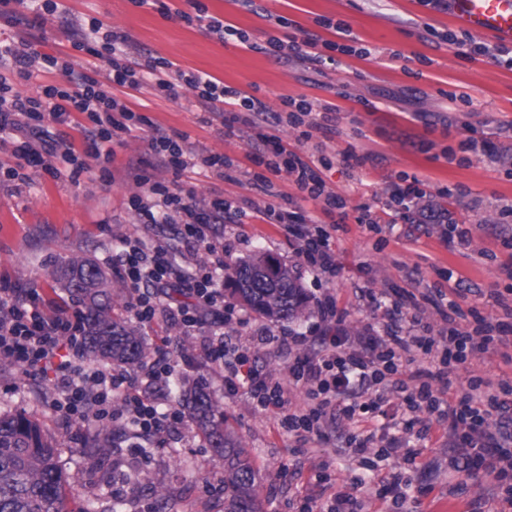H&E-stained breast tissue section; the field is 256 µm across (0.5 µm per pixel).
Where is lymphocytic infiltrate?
Returning a JSON list of instances; mask_svg holds the SVG:
<instances>
[{"instance_id": "1", "label": "lymphocytic infiltrate", "mask_w": 512, "mask_h": 512, "mask_svg": "<svg viewBox=\"0 0 512 512\" xmlns=\"http://www.w3.org/2000/svg\"><path fill=\"white\" fill-rule=\"evenodd\" d=\"M58 10L56 0H0V17L16 25L44 24ZM187 25L205 29L219 40L234 41L244 48L272 56L292 49L321 64H335L337 54L367 55L364 47L346 44L349 27L341 21L321 19V27L334 30L336 40L308 32L303 38L268 36L256 42L252 35L209 14L202 0H194L192 12L180 15ZM103 24L91 19L87 31L73 47L89 52L107 67L108 81L76 73L59 57L28 52L15 42L0 40V133L19 132L23 140L16 149L14 167L1 173L4 179L26 180L27 169L37 167L44 156L60 158L71 178L88 171L90 162L104 165L113 159V144L140 130L147 120L112 95L110 85L139 89L144 76L155 79L156 89L169 98L189 90L208 114L237 112L240 121L254 130L258 147L248 160L258 166L252 188L267 196L264 214L297 244V254L316 276L333 280L338 265L333 240L336 225L321 224L298 211L277 205L275 177L287 175L305 198L324 201L327 209L341 207V200L328 190L321 176L327 159L312 160L289 149L282 134L293 131L298 141H307L315 131L335 132L332 109L315 111L307 99L284 98L271 110L260 97L242 92L199 72L182 70L160 57H142L130 64V44L125 34L103 32ZM438 40L473 59L488 56L512 68V48L489 45L469 33L446 31ZM58 73L57 84H42L34 91L20 88L34 72ZM86 114L92 127L83 149L73 142L50 138L46 122L68 123L72 113ZM148 188L147 197H132L129 205L140 223H157L159 216H184L183 242L187 249L203 251L207 262L181 270L175 267L168 245L124 241L115 268L128 291L125 307L141 324L161 321L181 335L202 340L203 355L215 365L225 396L245 394L252 407L276 414L280 429L305 444L324 439L327 425L339 421L362 422L392 409L402 421L406 438L348 435L345 446L359 464L371 456L396 458L421 471L418 444L436 440L448 453V467L470 475L481 470L496 473L492 497L512 504V379L493 380L470 375L458 384L457 372L479 354L512 348V297L490 289L488 299L501 308L499 318L483 316L476 307L459 302L462 289H451L432 307H425L414 293L394 299L380 297L370 288L359 291L381 315L359 329L348 328L337 316L335 295L318 303L321 323L311 335L288 333L278 343L288 353V376L281 379L256 368L249 349L225 336L237 310L224 300V247L214 238L215 225L241 219L240 208L222 198L198 202L194 193L139 176ZM426 182L398 173L387 181L390 207L402 219L428 229L442 226V236L452 249H469L471 231L450 222L446 211L423 208ZM43 298L34 288H0V360L18 366L25 383L46 388L51 412L68 422L94 418L120 428L129 447H165L173 432L187 422L176 400L154 394L153 386L165 384L174 374L166 354L170 337H157L154 352L140 373L120 368H99L84 355V325L80 313L62 305L42 309ZM435 310L440 325L428 320ZM302 395L304 405L292 406L293 395ZM411 479L403 473L379 478L367 498L342 491L305 499L300 512H368L369 499L386 504V512H400Z\"/></svg>"}]
</instances>
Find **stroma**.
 <instances>
[{"instance_id": "stroma-1", "label": "stroma", "mask_w": 512, "mask_h": 512, "mask_svg": "<svg viewBox=\"0 0 512 512\" xmlns=\"http://www.w3.org/2000/svg\"><path fill=\"white\" fill-rule=\"evenodd\" d=\"M59 2V15L45 25L11 27L0 18V33L40 53L62 57L76 72L102 81L107 72L99 60L71 46L87 20L96 18L105 29L128 36L132 57L150 54L168 59L182 69L256 93L273 108L285 97L308 99L319 109L335 108L337 134L326 137L314 132L302 151L311 155L321 150L331 156L332 166L323 170L322 177L343 200V210L325 213L322 202L302 199L287 178H278L276 184L283 206L326 224L343 220L346 230L334 245L339 271L333 281L317 279L293 245L263 220L265 198L246 179H225L200 165L176 173L154 159L147 141L156 129L183 139L189 156L218 153L241 162L252 150L254 133L240 122L226 128L219 117L204 123L205 110L193 93L168 99L148 77L139 90H113L144 115L148 125L115 146L108 172L95 167L74 182L68 175L56 177L35 168L25 182L0 184V286L37 288L44 299L57 300L74 311L77 303L55 277L72 256L90 258L108 273L122 241L140 239L170 245L175 264L182 267L204 260V253L181 247L178 215L163 224L138 222L129 200L145 195L146 186L136 179L145 172L162 182H178L201 200L218 195L244 202V223L224 227L229 248L225 262L260 250L278 255L293 268L308 296L334 294L345 324L354 328H362L374 315L367 301L355 298L358 288L421 294L428 288L448 289L452 277L474 290L512 287V278L504 271L512 265V248L498 237L501 210L512 206V68L489 57L463 58L448 45L428 39L427 28L456 29L452 10L432 9L420 0H255L251 9L241 0H204L210 14L248 31L259 42L266 33H277L279 16L291 22L288 35L307 30L327 40L335 33L318 26V18L344 21L370 54L365 58L340 54L335 65L324 66L307 58L276 59L220 42L179 19V12L190 10L189 0H165L169 7L165 14L151 6H135L132 0ZM461 93L468 95V102L458 101ZM473 127L494 146L502 163L474 154L462 163L448 161L445 150L458 148ZM349 146L366 156L364 166L349 165L344 159L342 152ZM400 172L426 180L434 189L451 188V195L438 203L452 221L469 225L468 251L448 248L435 230L425 235L410 226L397 235L370 232L358 224L359 205H371L378 213L385 210V180ZM459 186L464 194H456ZM317 320L313 313L293 324L275 323L254 313L249 325L231 324L225 333L234 342L251 346L259 365L284 379L287 355L276 344L258 340L257 329L279 336L307 331ZM223 404L230 427L263 476L262 512H293L294 505L313 493L320 470L353 494L356 479L369 484L403 467L398 459L360 467L351 455L339 451L333 436L312 448L298 447L294 438L279 431L273 414L254 410L246 397H227ZM21 411L38 423L55 448L68 478L71 512H80L90 498L96 500L98 512H110L118 498L125 512H154L158 507L163 512H222L224 496L216 488L224 481V463L193 425L174 435L170 447L152 449L149 461L132 458L124 447L101 460L83 446L97 431V422H62L48 409L41 389L24 385L19 368L0 360V414ZM140 471L165 489L163 505L144 493L123 496V477ZM432 482L434 491L425 492L424 479L413 475L406 512H469L473 507L478 512H512L511 505L487 494L496 482L492 471L468 477L442 467Z\"/></svg>"}]
</instances>
